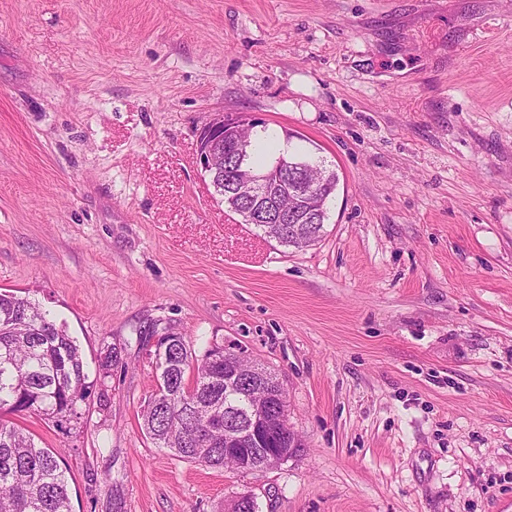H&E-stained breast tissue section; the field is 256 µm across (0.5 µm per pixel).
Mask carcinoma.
<instances>
[{"label": "carcinoma", "mask_w": 512, "mask_h": 512, "mask_svg": "<svg viewBox=\"0 0 512 512\" xmlns=\"http://www.w3.org/2000/svg\"><path fill=\"white\" fill-rule=\"evenodd\" d=\"M262 148L250 140L244 165L260 172L274 162H259ZM325 185L315 200L317 223L302 242L284 237L280 245L302 250L323 237L327 202L336 191L338 173L315 164ZM167 332L168 346L155 361L156 387L149 395L151 407L142 413V429L156 448L173 456L210 467L233 466L224 459V445L204 447V439L191 435L187 422L192 409L201 406L224 417V407L234 410L233 422L241 427L246 403L224 391V346L213 345L202 357L193 355L184 336L172 327L155 328L151 335ZM91 382L76 341L65 324L57 322L40 302L15 292H0V413L26 412L61 430L79 424L80 403ZM0 512H72L66 470L57 452L37 445L34 435L0 418Z\"/></svg>", "instance_id": "obj_1"}]
</instances>
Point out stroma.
Returning <instances> with one entry per match:
<instances>
[{
	"label": "stroma",
	"mask_w": 512,
	"mask_h": 512,
	"mask_svg": "<svg viewBox=\"0 0 512 512\" xmlns=\"http://www.w3.org/2000/svg\"><path fill=\"white\" fill-rule=\"evenodd\" d=\"M221 112L336 169L321 241L217 200ZM0 289L117 354L79 428L14 417L73 512H512V0H0ZM157 323L274 371L303 449L154 448ZM259 123L256 118L239 112L218 114L209 121L197 139L196 163L201 173L209 179H216V161L220 155H224L225 140L232 143L234 152L242 159L249 144L241 138V130L248 127L253 131Z\"/></svg>",
	"instance_id": "stroma-1"
}]
</instances>
